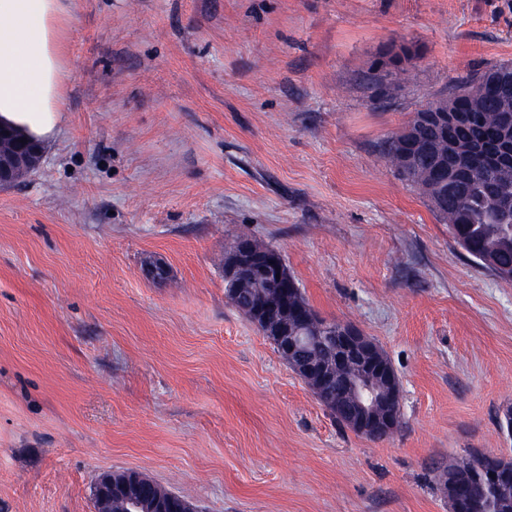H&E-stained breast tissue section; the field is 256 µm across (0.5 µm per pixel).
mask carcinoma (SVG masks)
I'll use <instances>...</instances> for the list:
<instances>
[{"label":"carcinoma","instance_id":"1","mask_svg":"<svg viewBox=\"0 0 512 512\" xmlns=\"http://www.w3.org/2000/svg\"><path fill=\"white\" fill-rule=\"evenodd\" d=\"M497 74L508 76L512 84V65L501 64L481 71L450 97L425 106L431 110L452 102L467 113L463 124L431 125L419 130L432 152L407 146L410 132L406 129L383 143L381 155L403 182L427 198L475 264L482 267L490 258L496 265L494 274L511 280L512 212L500 209V198L512 196V164L501 162L496 148L501 142L500 117L504 112L512 113V95L504 96L494 79ZM269 292L266 278L257 272L241 285L238 298L229 295L227 299L240 310L267 299ZM450 469L470 483L469 512H512V482L488 490V478L476 455H467ZM448 470L435 467L430 479L433 489L447 499L451 498Z\"/></svg>","mask_w":512,"mask_h":512}]
</instances>
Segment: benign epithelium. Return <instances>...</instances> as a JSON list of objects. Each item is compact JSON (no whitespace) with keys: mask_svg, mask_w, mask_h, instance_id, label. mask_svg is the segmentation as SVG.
Instances as JSON below:
<instances>
[{"mask_svg":"<svg viewBox=\"0 0 512 512\" xmlns=\"http://www.w3.org/2000/svg\"><path fill=\"white\" fill-rule=\"evenodd\" d=\"M464 119V113L452 107H439L429 112H416L411 123L419 130L432 123L444 124ZM43 156L34 142H21V137L0 127V188L11 187L37 168ZM281 261L276 253H261L243 242L230 256L225 277L227 288L236 289L240 283L260 269H270V287L282 293L288 288V279L279 269ZM277 306L271 302L250 311L260 330L278 343L279 352L288 358V365L313 393L323 401L336 406L347 426L356 433L376 438L393 433L400 417L402 394L397 374L381 349L355 326L338 327L331 321L315 318L309 308L295 313L296 327L280 319ZM320 344L325 348L321 359L310 357L306 349ZM350 366L355 376L346 383L354 394L347 406L333 401L329 387L334 381L333 370ZM114 472L102 473L93 486L96 512H112V496L117 488ZM127 512H142L150 501L144 484L122 486Z\"/></svg>","mask_w":512,"mask_h":512,"instance_id":"obj_1","label":"benign epithelium"}]
</instances>
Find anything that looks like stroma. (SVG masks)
I'll use <instances>...</instances> for the list:
<instances>
[{
    "mask_svg": "<svg viewBox=\"0 0 512 512\" xmlns=\"http://www.w3.org/2000/svg\"><path fill=\"white\" fill-rule=\"evenodd\" d=\"M69 4L64 120L0 189V512H95L110 470L198 512H449L431 462L512 459V282L379 157L512 64V0ZM246 236L386 353L394 435L338 423L228 303Z\"/></svg>",
    "mask_w": 512,
    "mask_h": 512,
    "instance_id": "stroma-1",
    "label": "stroma"
}]
</instances>
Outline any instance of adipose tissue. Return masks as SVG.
Wrapping results in <instances>:
<instances>
[{"instance_id":"ef3b65f1","label":"adipose tissue","mask_w":512,"mask_h":512,"mask_svg":"<svg viewBox=\"0 0 512 512\" xmlns=\"http://www.w3.org/2000/svg\"><path fill=\"white\" fill-rule=\"evenodd\" d=\"M65 0H0V126L44 142L63 117Z\"/></svg>"}]
</instances>
